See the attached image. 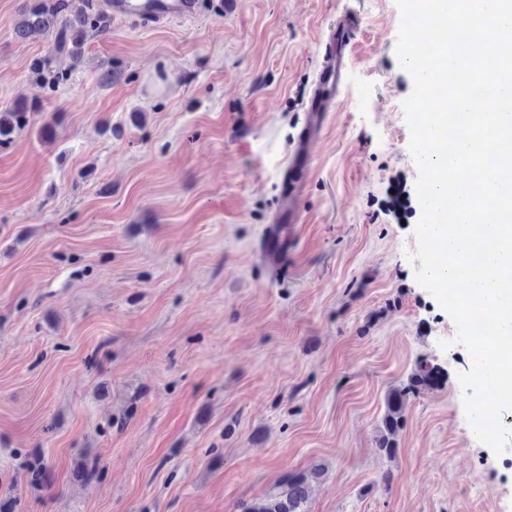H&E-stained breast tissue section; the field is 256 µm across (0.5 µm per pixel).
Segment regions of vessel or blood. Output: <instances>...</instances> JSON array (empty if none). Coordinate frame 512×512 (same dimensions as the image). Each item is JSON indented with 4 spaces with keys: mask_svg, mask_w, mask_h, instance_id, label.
Returning <instances> with one entry per match:
<instances>
[{
    "mask_svg": "<svg viewBox=\"0 0 512 512\" xmlns=\"http://www.w3.org/2000/svg\"><path fill=\"white\" fill-rule=\"evenodd\" d=\"M112 18H135L143 24L190 20L198 15L200 0H105ZM357 19L340 20L325 45L323 63L317 73L316 89L306 110L304 126L294 143L287 167L279 182L281 205L275 211L260 250L271 275H282V246L299 220L306 174L312 150L319 142L330 107L343 83L349 65L348 47L353 44Z\"/></svg>",
    "mask_w": 512,
    "mask_h": 512,
    "instance_id": "1",
    "label": "vessel or blood"
}]
</instances>
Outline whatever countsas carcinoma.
<instances>
[{"label":"carcinoma","instance_id":"obj_1","mask_svg":"<svg viewBox=\"0 0 512 512\" xmlns=\"http://www.w3.org/2000/svg\"><path fill=\"white\" fill-rule=\"evenodd\" d=\"M52 27L58 28L54 53H66L77 59L84 52L82 31L90 28L105 32L108 21L102 12L93 8L90 0H26L17 33L26 37ZM32 73L37 81L51 91L56 90L68 76V72L53 67L51 55L36 60L32 65ZM32 111L33 108L22 104L0 113V146L11 143L15 134L29 126ZM436 381L437 372L421 366L406 385L389 393L383 422L384 433L378 441L381 451L388 455L395 452L394 436L404 426V411L409 395L420 392ZM308 485V474H291L274 492L241 506L240 512H306Z\"/></svg>","mask_w":512,"mask_h":512}]
</instances>
